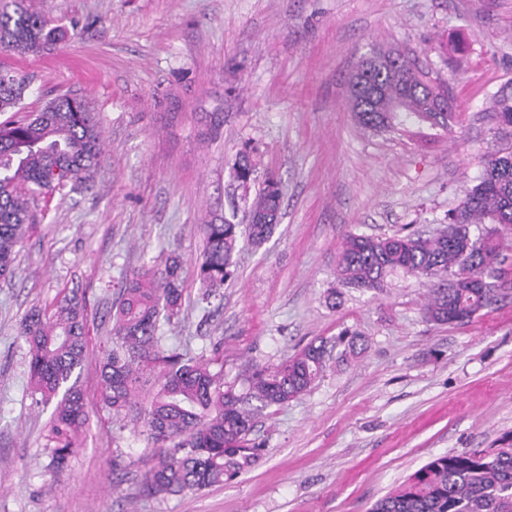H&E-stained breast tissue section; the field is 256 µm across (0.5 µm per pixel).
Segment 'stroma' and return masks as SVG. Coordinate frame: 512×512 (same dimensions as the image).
Instances as JSON below:
<instances>
[{
  "instance_id": "35a3bbf8",
  "label": "stroma",
  "mask_w": 512,
  "mask_h": 512,
  "mask_svg": "<svg viewBox=\"0 0 512 512\" xmlns=\"http://www.w3.org/2000/svg\"><path fill=\"white\" fill-rule=\"evenodd\" d=\"M67 36L42 56L0 62L29 79L25 111L85 99L103 131L93 180L38 198L40 217L0 278V512H369L432 457L512 431V250L498 301L465 326L426 320V279L341 286L351 233H425L446 223L512 133L494 96L512 97V0H29ZM375 45L414 54L462 114L451 133L409 123L361 128L348 77ZM274 173L282 220L241 242L219 298L202 299L200 226L248 221L230 167L243 144ZM182 259L181 312L161 331L191 357H224V380L347 334L364 348L332 359L313 391L263 410L250 470L196 493L150 498L154 462L140 429L98 403V365L127 274ZM62 292L86 304L78 371L89 420L63 471L45 449L52 409L36 405L19 326Z\"/></svg>"
}]
</instances>
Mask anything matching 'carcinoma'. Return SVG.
I'll list each match as a JSON object with an SVG mask.
<instances>
[{"instance_id":"cac0c4a2","label":"carcinoma","mask_w":512,"mask_h":512,"mask_svg":"<svg viewBox=\"0 0 512 512\" xmlns=\"http://www.w3.org/2000/svg\"><path fill=\"white\" fill-rule=\"evenodd\" d=\"M0 11V49L38 56L63 39L61 26L36 12L27 0H12ZM367 79L380 94L364 103L349 78V100L358 124L383 132L413 119L448 131L461 113L433 111L428 87L434 85L408 52L391 47L370 50ZM28 83L0 66V112L24 99ZM102 155V132L87 103L67 95L19 120L0 123V277L15 269L17 246L34 215L30 199L49 197L70 181H87ZM257 171L256 149L243 145L231 166L237 187L248 190ZM283 190L267 174L250 204L248 224L227 218L201 225L204 236L200 279L215 295L231 276L241 238L261 245L281 219ZM452 231L375 238L351 234L338 255L337 279L347 288L378 289L394 272L429 280L425 317L436 324L464 326L489 308L497 293L503 252L512 249L504 229L512 226V144L488 152L478 183L449 214ZM481 226L474 236L471 227ZM181 259L144 263L134 270L112 306V348L99 365L101 407L116 421L140 424L155 463L140 481L145 496L179 495L222 484L247 471L260 444L251 438L255 411L283 406L321 380L331 358L328 341L307 344L271 367L244 374L246 392L224 385V362L192 358L165 345L160 322L180 313ZM28 345L29 384L37 402L54 403L49 452L62 470L79 448L87 422L83 391L71 381L86 356L85 305L63 295L52 306L31 310L21 321ZM371 512H512V431L494 448L449 451L431 458L407 480L378 499Z\"/></svg>"}]
</instances>
